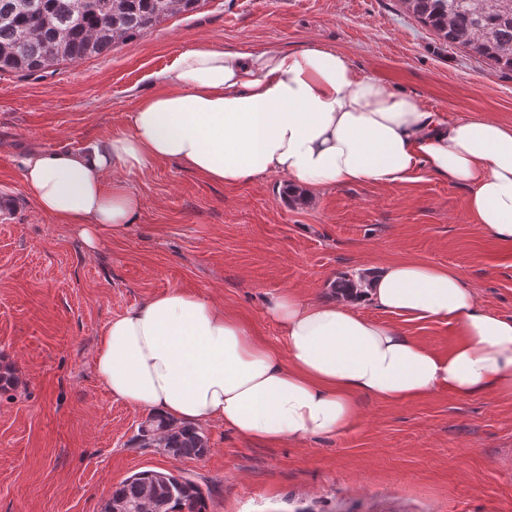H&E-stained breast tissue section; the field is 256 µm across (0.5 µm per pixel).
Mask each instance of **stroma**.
Returning a JSON list of instances; mask_svg holds the SVG:
<instances>
[{
    "label": "stroma",
    "mask_w": 512,
    "mask_h": 512,
    "mask_svg": "<svg viewBox=\"0 0 512 512\" xmlns=\"http://www.w3.org/2000/svg\"><path fill=\"white\" fill-rule=\"evenodd\" d=\"M317 44L446 119L512 123V72L445 45L399 0H206L52 75L0 73V193L19 201L0 222V370L13 376L0 388V512H100L113 487L147 469L194 479L207 512H512V398L360 394L357 422L338 436L272 445L213 421L206 455L175 459L138 445L148 410L97 377L108 322L174 288L274 344L273 295L317 302L336 277L412 258L455 267L481 303L512 317V243L480 230L466 184L424 164L397 186L309 190L297 202L277 175L225 186L159 161L132 179L137 221L92 252L28 198L22 154L77 151L125 129L152 74L181 52ZM360 311L443 353L458 340L444 323Z\"/></svg>",
    "instance_id": "35a3bbf8"
}]
</instances>
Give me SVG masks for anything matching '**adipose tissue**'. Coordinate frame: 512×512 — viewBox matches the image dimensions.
Returning <instances> with one entry per match:
<instances>
[{
  "label": "adipose tissue",
  "mask_w": 512,
  "mask_h": 512,
  "mask_svg": "<svg viewBox=\"0 0 512 512\" xmlns=\"http://www.w3.org/2000/svg\"><path fill=\"white\" fill-rule=\"evenodd\" d=\"M153 84L127 130L105 143L19 159L29 199L74 226L89 250L132 226L141 199L126 177L158 161L224 185L278 175L306 188L393 186L424 163L469 185L480 228L512 241V125L425 111L334 47H195ZM366 302L448 324L458 341L434 350L361 315ZM266 312L282 329V348L257 341L202 295L162 292L106 326L97 375L114 398L175 423L218 420L268 443L342 434L357 419L359 394L512 397V317L482 307L456 269L399 260L371 274L361 293L310 302L284 292Z\"/></svg>",
  "instance_id": "obj_1"
}]
</instances>
